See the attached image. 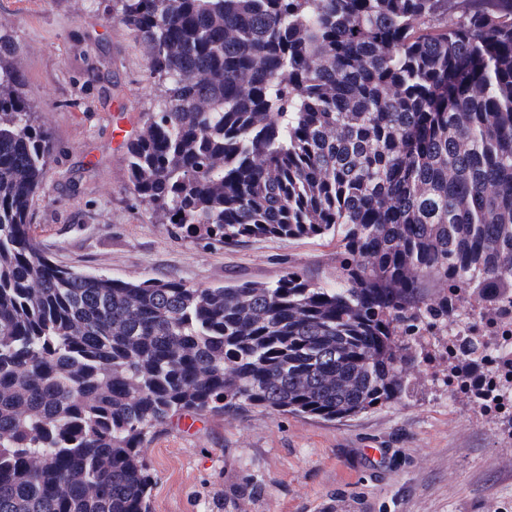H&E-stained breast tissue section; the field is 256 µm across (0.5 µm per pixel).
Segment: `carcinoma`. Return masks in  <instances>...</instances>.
<instances>
[{"instance_id": "cac0c4a2", "label": "carcinoma", "mask_w": 512, "mask_h": 512, "mask_svg": "<svg viewBox=\"0 0 512 512\" xmlns=\"http://www.w3.org/2000/svg\"><path fill=\"white\" fill-rule=\"evenodd\" d=\"M158 91L133 194L207 245L337 238L336 287L62 268L53 155L0 33V512H149L173 418L335 421L406 400L460 304L512 296V0H99ZM481 342L448 354L464 390Z\"/></svg>"}]
</instances>
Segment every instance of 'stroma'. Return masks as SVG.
I'll return each instance as SVG.
<instances>
[{"mask_svg": "<svg viewBox=\"0 0 512 512\" xmlns=\"http://www.w3.org/2000/svg\"><path fill=\"white\" fill-rule=\"evenodd\" d=\"M0 25L52 134L30 222L57 265L190 287L268 283L291 267L335 285L334 238L215 248L139 205L126 143L156 90L144 45L119 20L91 0H0ZM99 71L112 82L94 80ZM447 373V358L433 357L406 404L332 422L260 408L172 419L145 449L156 480L150 512H512V427L449 397Z\"/></svg>", "mask_w": 512, "mask_h": 512, "instance_id": "1", "label": "stroma"}]
</instances>
